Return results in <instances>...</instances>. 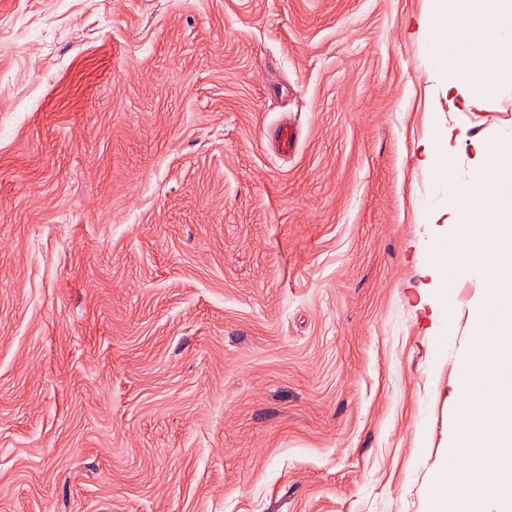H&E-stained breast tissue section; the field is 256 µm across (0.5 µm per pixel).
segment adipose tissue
I'll return each mask as SVG.
<instances>
[{"label": "adipose tissue", "mask_w": 512, "mask_h": 512, "mask_svg": "<svg viewBox=\"0 0 512 512\" xmlns=\"http://www.w3.org/2000/svg\"><path fill=\"white\" fill-rule=\"evenodd\" d=\"M427 2L422 33L434 57L447 58L455 85L475 93L512 88V0Z\"/></svg>", "instance_id": "1"}]
</instances>
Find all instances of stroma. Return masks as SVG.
<instances>
[{
  "label": "stroma",
  "mask_w": 512,
  "mask_h": 512,
  "mask_svg": "<svg viewBox=\"0 0 512 512\" xmlns=\"http://www.w3.org/2000/svg\"><path fill=\"white\" fill-rule=\"evenodd\" d=\"M425 0H0V512H429L481 274ZM294 123V154L276 153Z\"/></svg>",
  "instance_id": "35a3bbf8"
}]
</instances>
